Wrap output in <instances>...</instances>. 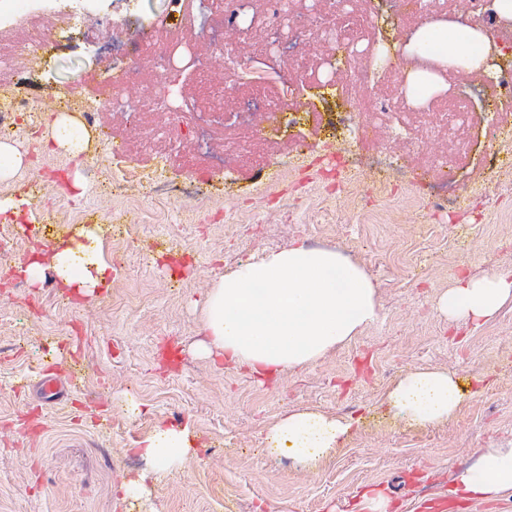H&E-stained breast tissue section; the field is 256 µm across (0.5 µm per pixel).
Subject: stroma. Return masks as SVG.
Here are the masks:
<instances>
[{"label": "stroma", "mask_w": 512, "mask_h": 512, "mask_svg": "<svg viewBox=\"0 0 512 512\" xmlns=\"http://www.w3.org/2000/svg\"><path fill=\"white\" fill-rule=\"evenodd\" d=\"M204 3L178 0L187 14L178 40L156 33L136 47L148 58L172 48L164 84L182 128L154 147H144L122 109L100 105L113 61L131 47L118 0H101L104 24L0 72V101L16 97L30 111L9 138L24 165L0 181V198L19 201L20 212L0 215V225L61 223L73 202L85 207V223L104 225V256L113 235L127 246L108 290L74 300L48 280L33 306L15 283L37 242L22 237L0 259V512H140L144 505L122 486L148 470L133 449L161 421L188 426L194 454L151 486L150 512H353L370 492L393 497L397 512H416L422 499L447 498L455 474L481 449L512 446V301L478 325L449 323L438 310L456 280L512 270V156L492 155L488 137L492 124L512 128V112H470L451 75L438 77L433 109H457L468 120L451 134L435 121L418 130L446 156L457 195L455 211H435V190L418 177L432 154H406L393 171L385 164L392 132L377 133L340 173L329 171L342 143L314 109L313 87L328 74L327 48L313 38L281 28L266 60L225 37L227 95L219 97L197 65L215 46ZM63 11L62 0H31L6 32L16 42L34 26L51 32ZM420 25L392 16L385 27L388 48L411 72L426 64L407 45ZM302 55L309 69L296 82ZM241 65L253 69L252 83H239ZM54 95L71 113L94 112L97 127L126 145L124 157L112 159L95 143L78 158L49 148L54 116L42 104ZM282 101L304 115L290 136L270 140L235 118ZM213 111L224 114L216 146H242L232 159L195 147L196 115ZM160 169L175 187L162 199L148 186ZM118 171L126 179L116 186ZM74 173L84 194L68 180ZM188 182L199 195L180 194ZM287 197L294 206H282ZM239 213L248 223L240 232L225 223ZM297 243L359 266L375 286V319L313 363L262 383L200 354L210 288L240 263ZM50 338L78 354L58 362L65 396L56 401L37 386ZM418 369L456 375L462 402L447 420L421 427L389 413L387 393ZM129 397L144 415H127ZM298 408L354 422L314 469L271 453L266 442L268 428Z\"/></svg>", "instance_id": "35a3bbf8"}]
</instances>
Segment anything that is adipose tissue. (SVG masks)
<instances>
[{"mask_svg": "<svg viewBox=\"0 0 512 512\" xmlns=\"http://www.w3.org/2000/svg\"><path fill=\"white\" fill-rule=\"evenodd\" d=\"M417 36L437 44L445 60L464 59L472 69L485 66L492 45L481 33L443 22L422 25ZM101 227L82 239H60L31 252L23 274L32 285L52 280L91 297L109 288L112 268L102 253ZM512 299V271L464 279L439 301L452 321L474 324L493 318ZM203 348L268 380L285 370L312 363L375 317V288L358 266L331 250L295 245L240 265L210 289L203 307ZM462 397L453 373L419 370L404 376L388 395L399 418L419 425L448 419ZM352 420L310 409L288 413L271 426L266 439L274 452H285L306 467H316L349 435ZM193 451L188 429L157 424L139 452L152 472L125 485L142 495L147 483H160ZM449 497L460 502H492L512 497V447L487 448L472 466L458 473Z\"/></svg>", "mask_w": 512, "mask_h": 512, "instance_id": "ef3b65f1", "label": "adipose tissue"}]
</instances>
